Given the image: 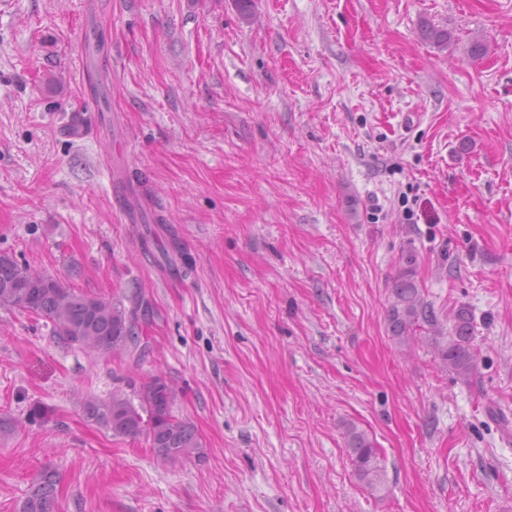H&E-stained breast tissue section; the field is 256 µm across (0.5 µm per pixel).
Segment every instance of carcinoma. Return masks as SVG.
<instances>
[{
    "mask_svg": "<svg viewBox=\"0 0 512 512\" xmlns=\"http://www.w3.org/2000/svg\"><path fill=\"white\" fill-rule=\"evenodd\" d=\"M412 262L411 258L406 260L407 267L395 281L387 315L391 335L401 344L409 343L420 323L436 325V316L414 280ZM0 309L42 316L52 324L57 342L77 345L92 354L122 357L147 348L139 317L122 301L84 295L65 281L32 271L7 253H0ZM472 332L470 313L461 308L450 336L436 342L440 366L465 380L477 372ZM176 398V388L156 376L139 390V403L114 392L107 401H87L84 415L116 436L146 437L158 457L175 463L202 454L194 426L174 414ZM346 436L359 480L372 493L382 490L384 467L378 448L354 427L347 430ZM59 484L56 472L42 471L30 486L19 512H55Z\"/></svg>",
    "mask_w": 512,
    "mask_h": 512,
    "instance_id": "cac0c4a2",
    "label": "carcinoma"
}]
</instances>
